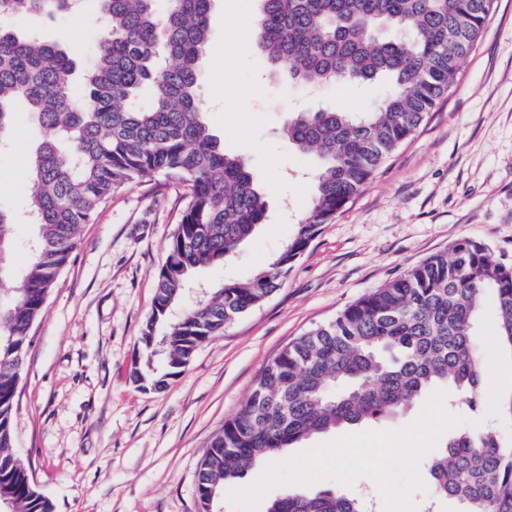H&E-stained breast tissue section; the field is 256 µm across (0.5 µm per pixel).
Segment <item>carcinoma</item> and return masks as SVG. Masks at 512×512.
I'll return each instance as SVG.
<instances>
[{"label": "carcinoma", "instance_id": "obj_1", "mask_svg": "<svg viewBox=\"0 0 512 512\" xmlns=\"http://www.w3.org/2000/svg\"><path fill=\"white\" fill-rule=\"evenodd\" d=\"M94 49L75 94V62L34 36L0 29V142L11 114L31 116L29 211L34 226L25 268L4 287L14 221L0 210V490L11 512H54L9 453L18 373L30 329L68 264L80 227L112 193L163 177L185 191L181 217L158 269L142 331L143 388L161 390L195 351L277 291L336 213L413 135L458 79L494 0H256L257 47L303 87L386 89L369 112L288 113L283 133L319 162L305 215L283 250L248 282L207 289L173 315L190 274L221 264L264 223L261 175L228 154L197 96L210 36L212 0H96ZM78 0H0V15L71 12ZM499 315V341L512 348V265L486 244L463 239L371 290L293 339L258 375L246 403L213 436L196 472L201 512L224 487L285 449L331 429L399 418L442 388L470 416L485 408L487 371L476 346L486 298ZM434 493L462 512H512V442L489 430L459 431L426 463ZM266 512H365L335 491L277 496Z\"/></svg>", "mask_w": 512, "mask_h": 512}]
</instances>
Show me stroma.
Wrapping results in <instances>:
<instances>
[{
  "label": "stroma",
  "instance_id": "obj_1",
  "mask_svg": "<svg viewBox=\"0 0 512 512\" xmlns=\"http://www.w3.org/2000/svg\"><path fill=\"white\" fill-rule=\"evenodd\" d=\"M0 27L85 59L97 37L96 7ZM378 83L306 89L273 72L251 16L213 0L199 95L226 153L263 176L267 217L233 260L195 275L212 288L253 278L307 210L315 162L278 130L288 110H370ZM0 151V209L12 215L23 269L33 227L27 145ZM182 190L144 179L113 193L83 225L79 245L31 330L13 414V454L55 512H199L195 475L211 437L249 397L263 366L291 340L368 291L461 239L512 264V0H496L457 83L296 260L282 288L195 353L166 388L132 380L143 363L156 269L178 222Z\"/></svg>",
  "mask_w": 512,
  "mask_h": 512
}]
</instances>
